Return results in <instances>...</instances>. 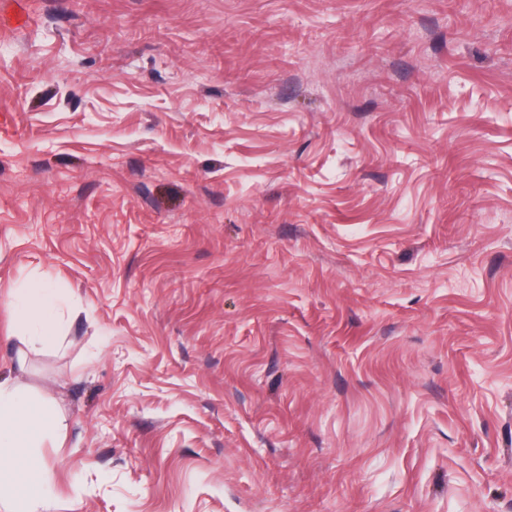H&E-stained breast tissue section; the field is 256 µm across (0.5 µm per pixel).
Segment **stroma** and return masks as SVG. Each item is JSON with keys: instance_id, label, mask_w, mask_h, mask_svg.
Instances as JSON below:
<instances>
[{"instance_id": "1", "label": "stroma", "mask_w": 512, "mask_h": 512, "mask_svg": "<svg viewBox=\"0 0 512 512\" xmlns=\"http://www.w3.org/2000/svg\"><path fill=\"white\" fill-rule=\"evenodd\" d=\"M15 2L23 512H512V0ZM20 312L31 328L28 336H22L30 348L49 349L59 345L58 304L52 288H35Z\"/></svg>"}]
</instances>
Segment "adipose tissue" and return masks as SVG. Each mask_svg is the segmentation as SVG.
Instances as JSON below:
<instances>
[{
  "label": "adipose tissue",
  "instance_id": "adipose-tissue-1",
  "mask_svg": "<svg viewBox=\"0 0 512 512\" xmlns=\"http://www.w3.org/2000/svg\"><path fill=\"white\" fill-rule=\"evenodd\" d=\"M30 332L25 343L33 349L57 347L58 304L52 289L37 288L21 309ZM64 428L56 408L29 397L0 380V506L9 508L20 499H34L41 488L42 466L35 449Z\"/></svg>",
  "mask_w": 512,
  "mask_h": 512
}]
</instances>
